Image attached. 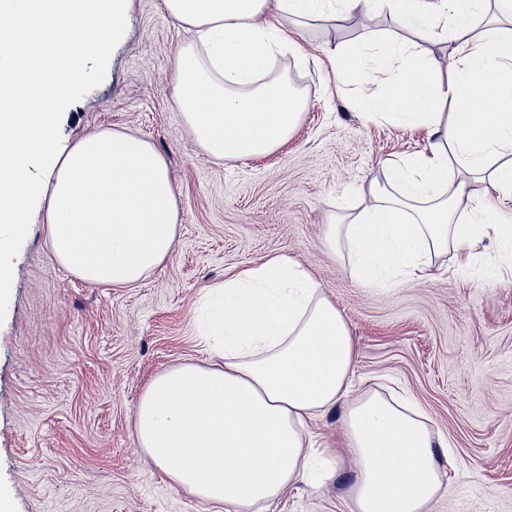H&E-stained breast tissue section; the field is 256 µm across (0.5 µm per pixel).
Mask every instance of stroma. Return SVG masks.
I'll use <instances>...</instances> for the list:
<instances>
[{
    "mask_svg": "<svg viewBox=\"0 0 512 512\" xmlns=\"http://www.w3.org/2000/svg\"><path fill=\"white\" fill-rule=\"evenodd\" d=\"M292 40L272 72L308 106L273 153L217 158L189 134L177 107L175 65L195 49L165 0H129L112 51L58 115L57 146L98 130L132 131L166 159L179 203L172 256L134 288L84 282L53 257L46 202L34 198L0 299V494L12 512H212L173 486L139 448L136 404L151 379L210 360L192 336L205 288L277 255L297 260L343 314L359 390L404 391L441 433L444 487L428 512H512V262L493 237L449 248L425 271L370 287L356 277L330 225L359 213L384 166L428 151L427 128L356 114L353 100L383 93L387 74L367 58L338 83L336 47L400 39L411 52L459 61L454 35L410 32L385 13L355 23L274 17ZM501 276L487 282L488 264ZM351 467L322 484L301 481L267 512H350Z\"/></svg>",
    "mask_w": 512,
    "mask_h": 512,
    "instance_id": "obj_1",
    "label": "stroma"
}]
</instances>
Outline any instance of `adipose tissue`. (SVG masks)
<instances>
[{"label": "adipose tissue", "mask_w": 512, "mask_h": 512, "mask_svg": "<svg viewBox=\"0 0 512 512\" xmlns=\"http://www.w3.org/2000/svg\"><path fill=\"white\" fill-rule=\"evenodd\" d=\"M385 2L404 28L452 31L461 65L449 71L391 41L374 47L390 74L381 96L358 100L368 118L428 128L429 152L395 161L389 192L372 195L345 225L356 276L370 286L419 269L448 245L494 234L512 248V225L484 203L469 215V183L487 180L512 198V0H166L195 29L203 53L176 68L179 108L210 155L246 162L293 133L304 96L272 75L284 30L279 14L353 22ZM128 0H0V288L26 235L31 201L48 198L47 240L56 261L92 284L132 287L169 259L179 206L164 157L134 134H90L55 161L52 184L28 162L52 154L59 104L83 79L82 62L106 56ZM490 27L473 34L475 18ZM224 301L203 350L217 362L157 374L134 414L139 448L176 487L210 504L252 512L277 500L314 464L355 468L352 512H425L442 488L439 436L405 397L355 395V346L347 323L305 272L275 256L214 286ZM344 404L346 445L318 442L307 421Z\"/></svg>", "instance_id": "obj_1"}]
</instances>
